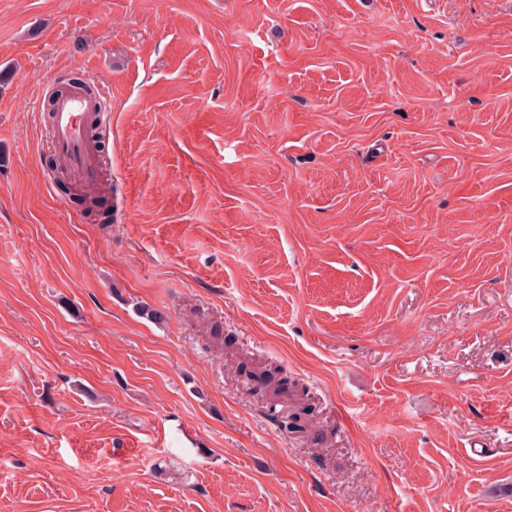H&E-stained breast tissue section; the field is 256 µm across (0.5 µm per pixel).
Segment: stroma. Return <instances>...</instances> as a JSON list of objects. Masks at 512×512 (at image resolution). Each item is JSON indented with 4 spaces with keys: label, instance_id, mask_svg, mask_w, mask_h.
I'll use <instances>...</instances> for the list:
<instances>
[{
    "label": "stroma",
    "instance_id": "35a3bbf8",
    "mask_svg": "<svg viewBox=\"0 0 512 512\" xmlns=\"http://www.w3.org/2000/svg\"><path fill=\"white\" fill-rule=\"evenodd\" d=\"M0 512H512V0H0ZM94 101L78 88L60 93L54 102L52 148L59 170L75 185L90 186L103 174L101 157L90 142Z\"/></svg>",
    "mask_w": 512,
    "mask_h": 512
}]
</instances>
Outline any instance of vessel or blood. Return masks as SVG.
I'll use <instances>...</instances> for the list:
<instances>
[{"label":"vessel or blood","mask_w":512,"mask_h":512,"mask_svg":"<svg viewBox=\"0 0 512 512\" xmlns=\"http://www.w3.org/2000/svg\"><path fill=\"white\" fill-rule=\"evenodd\" d=\"M93 108L77 88L60 93L54 102L52 148L60 172L78 186L92 185L103 174L101 157L90 142Z\"/></svg>","instance_id":"obj_1"}]
</instances>
